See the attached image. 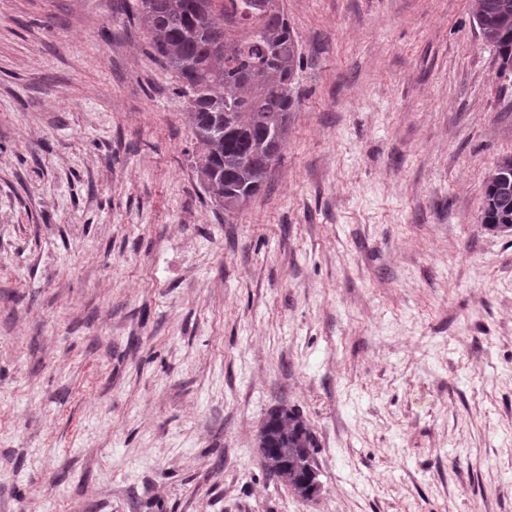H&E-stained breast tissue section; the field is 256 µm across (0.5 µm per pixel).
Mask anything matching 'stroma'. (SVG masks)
<instances>
[{
    "mask_svg": "<svg viewBox=\"0 0 512 512\" xmlns=\"http://www.w3.org/2000/svg\"><path fill=\"white\" fill-rule=\"evenodd\" d=\"M235 215L125 0H0V512H512V73L474 0H281ZM294 408L306 500L257 431ZM482 225L492 232H512L511 156L498 161L488 174L482 211ZM258 448L266 472L304 499L319 495L312 483L319 444L310 425L294 408H277L258 430Z\"/></svg>",
    "mask_w": 512,
    "mask_h": 512,
    "instance_id": "obj_1",
    "label": "stroma"
}]
</instances>
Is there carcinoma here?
<instances>
[{
  "instance_id": "carcinoma-1",
  "label": "carcinoma",
  "mask_w": 512,
  "mask_h": 512,
  "mask_svg": "<svg viewBox=\"0 0 512 512\" xmlns=\"http://www.w3.org/2000/svg\"><path fill=\"white\" fill-rule=\"evenodd\" d=\"M135 16L175 73L188 104L192 134L202 145L197 173L224 214L238 212L263 186L288 130L299 44L279 0H135ZM475 23L512 67V0H475ZM482 225L512 232V157L489 172ZM266 472L304 499L319 444L294 408H277L258 430Z\"/></svg>"
}]
</instances>
